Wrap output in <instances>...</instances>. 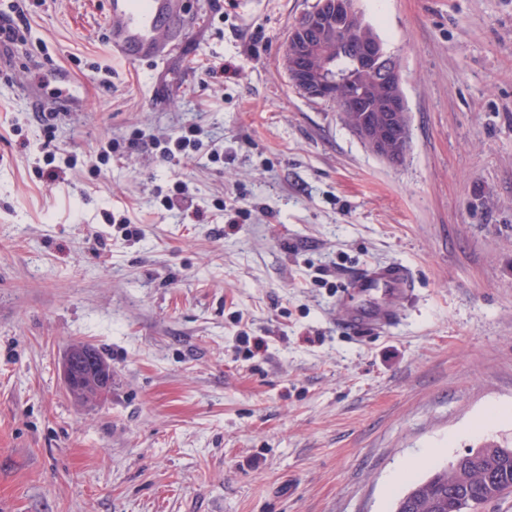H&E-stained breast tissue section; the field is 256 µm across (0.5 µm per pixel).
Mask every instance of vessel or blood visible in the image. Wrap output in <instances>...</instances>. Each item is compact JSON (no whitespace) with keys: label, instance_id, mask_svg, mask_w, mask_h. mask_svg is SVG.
<instances>
[{"label":"vessel or blood","instance_id":"vessel-or-blood-1","mask_svg":"<svg viewBox=\"0 0 512 512\" xmlns=\"http://www.w3.org/2000/svg\"><path fill=\"white\" fill-rule=\"evenodd\" d=\"M182 0H106L105 23L113 56L127 62L159 61L175 52L170 38L182 12ZM355 290H378L382 301L372 308L349 310L345 321L354 329H378L390 325L400 303L410 294L407 269L395 264L369 266L353 281Z\"/></svg>","mask_w":512,"mask_h":512}]
</instances>
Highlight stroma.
<instances>
[{
    "label": "stroma",
    "instance_id": "1",
    "mask_svg": "<svg viewBox=\"0 0 512 512\" xmlns=\"http://www.w3.org/2000/svg\"><path fill=\"white\" fill-rule=\"evenodd\" d=\"M315 3L183 0L157 65L113 57L105 0L14 18L0 512H392L398 465L419 481L512 446V0H358L401 66L400 164L290 83L282 51ZM181 135L200 148L164 161ZM49 152L63 178L38 175ZM390 263L412 281L397 318L347 329L340 298H381L352 276ZM75 343L112 367L86 402L61 375Z\"/></svg>",
    "mask_w": 512,
    "mask_h": 512
}]
</instances>
